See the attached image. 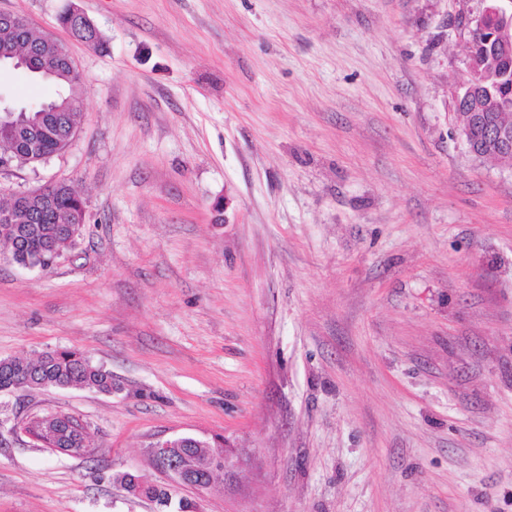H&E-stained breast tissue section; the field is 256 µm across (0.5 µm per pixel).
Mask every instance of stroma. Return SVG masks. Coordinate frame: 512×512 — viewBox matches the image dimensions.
<instances>
[{
  "instance_id": "stroma-1",
  "label": "stroma",
  "mask_w": 512,
  "mask_h": 512,
  "mask_svg": "<svg viewBox=\"0 0 512 512\" xmlns=\"http://www.w3.org/2000/svg\"><path fill=\"white\" fill-rule=\"evenodd\" d=\"M79 9L93 48L60 17ZM478 0H0L81 72L71 144L0 170L67 184L75 246L0 245V359L78 349L111 394L0 393V512H512V166L460 137ZM21 106L53 85L0 68ZM67 414L91 457L17 425ZM244 465L169 486L149 446Z\"/></svg>"
}]
</instances>
